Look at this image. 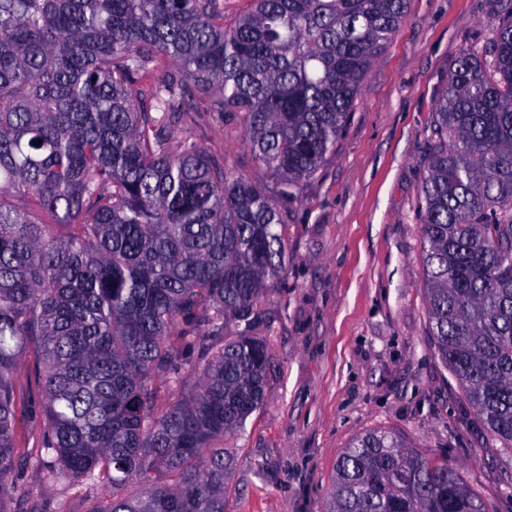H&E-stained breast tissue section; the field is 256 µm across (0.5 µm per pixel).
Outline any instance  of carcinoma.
I'll return each mask as SVG.
<instances>
[{
  "label": "carcinoma",
  "mask_w": 512,
  "mask_h": 512,
  "mask_svg": "<svg viewBox=\"0 0 512 512\" xmlns=\"http://www.w3.org/2000/svg\"><path fill=\"white\" fill-rule=\"evenodd\" d=\"M407 0H0V512L21 466L86 512H224L216 441L262 404L249 334L288 266L281 201L328 159ZM463 52L419 188L428 334L512 462V14ZM241 114L261 173L193 139ZM241 327L224 341V329ZM36 357L44 428L15 445L16 370ZM197 367L185 374L189 352ZM328 512H483L445 458L386 431L336 464Z\"/></svg>",
  "instance_id": "1"
}]
</instances>
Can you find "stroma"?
<instances>
[{"mask_svg": "<svg viewBox=\"0 0 512 512\" xmlns=\"http://www.w3.org/2000/svg\"><path fill=\"white\" fill-rule=\"evenodd\" d=\"M494 10L512 0H408L331 157L289 202L287 272L252 329L272 354L268 389L224 441V512H326L340 455L373 430L447 458L485 512H512V466L427 334L418 196L436 103L461 53L488 40ZM173 136L235 175L259 172L239 113L185 121ZM33 365L26 356L17 375V440L29 451L43 425Z\"/></svg>", "mask_w": 512, "mask_h": 512, "instance_id": "stroma-1", "label": "stroma"}]
</instances>
